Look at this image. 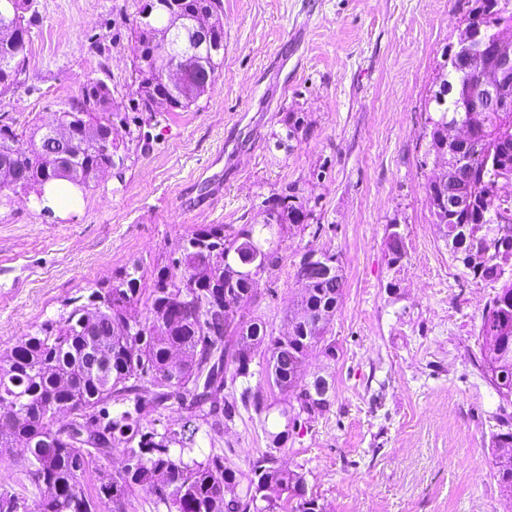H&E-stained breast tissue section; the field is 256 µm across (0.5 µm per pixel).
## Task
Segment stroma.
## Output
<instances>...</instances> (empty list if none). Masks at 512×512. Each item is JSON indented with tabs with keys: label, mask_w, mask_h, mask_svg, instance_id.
Listing matches in <instances>:
<instances>
[{
	"label": "stroma",
	"mask_w": 512,
	"mask_h": 512,
	"mask_svg": "<svg viewBox=\"0 0 512 512\" xmlns=\"http://www.w3.org/2000/svg\"><path fill=\"white\" fill-rule=\"evenodd\" d=\"M139 0H38L25 72L0 96V125L30 131L107 84L119 112L134 106ZM468 0H224V66L195 105L158 113L144 144H128L123 181L102 174L53 216L0 192V349L15 345L96 283L179 256L199 224L259 222L263 200L296 185L311 213L286 234L279 264L243 307L287 335L302 291L303 253L336 254L345 282L330 325L335 361L310 356L333 405L277 452L303 466L326 512H512L492 475L500 406L478 332L498 291L467 279L433 222L424 162L427 118L445 55L466 26ZM304 129L279 142L289 113ZM407 257L392 265L386 227ZM177 400L146 429L190 437L192 455L248 469L266 449L244 413L229 428H188ZM19 447L0 448V492L39 500Z\"/></svg>",
	"instance_id": "35a3bbf8"
}]
</instances>
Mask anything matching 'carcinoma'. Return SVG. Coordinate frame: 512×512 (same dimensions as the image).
Segmentation results:
<instances>
[{"mask_svg":"<svg viewBox=\"0 0 512 512\" xmlns=\"http://www.w3.org/2000/svg\"><path fill=\"white\" fill-rule=\"evenodd\" d=\"M467 26L479 43L497 30H512V0H469ZM0 95L20 83L24 72L26 38L38 0H0ZM212 20L215 47L201 51L188 66L182 82L164 83L157 68L169 55H180L188 45L185 26L200 16ZM140 55L136 64L138 111L157 106L167 112L184 110L205 96L224 64L223 0H154L148 23L135 24ZM470 73L448 67L431 102L428 153L448 142V126L467 125L472 141L464 148L468 162L456 173L462 209L432 211L452 261L475 280L502 286L482 316L483 372L501 402L512 404V279L503 280L504 266L512 267V251L496 246L500 232L512 230V112H483L481 99L462 102L456 91L472 85ZM150 118L112 111V93L102 81L90 82L63 107V126L34 127L23 140L9 125H0V191L36 189L43 210L50 209L41 190L68 181L67 171L80 173L82 193L112 168L126 160L111 134L115 123L129 130L130 140ZM135 129H130V126ZM304 118L288 115L285 140L299 138ZM69 134L73 146L60 147L57 135ZM275 224H200L187 236L181 256L155 270L147 297V314L136 308L141 300L138 268L96 284L84 301L57 319L42 322L14 346L0 351V447L27 443L21 463L26 478L44 495L34 504L15 493L0 492V512H125L130 498L140 492L168 512H324L318 497L308 491L303 466L288 470L277 464L275 452L286 447L292 430L265 431L267 451L246 470L224 465L210 454L203 461L183 459L184 441L144 431L143 421L159 405L174 398L189 401L188 409L215 433L236 417L235 405L220 411L214 399L224 390L240 391L243 407L269 418L274 404L268 395L280 394L279 417L294 411L292 401L307 404L308 420L330 410L331 395L310 400L309 388L328 384L323 376L307 380L303 365L313 352L336 359V345L327 338L330 321L304 331L308 313L335 316L343 296V276L336 254L322 252L333 273L320 274L302 255L295 278L307 279L300 296V316L288 336L274 335L260 319H245L242 303L256 295L260 279L240 277L230 283V266L247 245L261 249L266 269L277 266L279 245L266 233L278 234L306 227L309 202L293 187L264 200ZM266 356L259 371L252 369L258 353ZM264 383L251 386L255 375ZM150 384L153 390L145 389ZM133 406L115 415L108 403ZM210 405L204 410V405ZM74 411L87 437L81 442L56 428V412ZM493 434L492 466L503 495L512 498V422L498 418ZM124 444L134 463L109 474L98 472L105 498L88 493L84 475L96 460ZM180 445L179 454L171 445Z\"/></svg>","mask_w":512,"mask_h":512,"instance_id":"cac0c4a2","label":"carcinoma"}]
</instances>
